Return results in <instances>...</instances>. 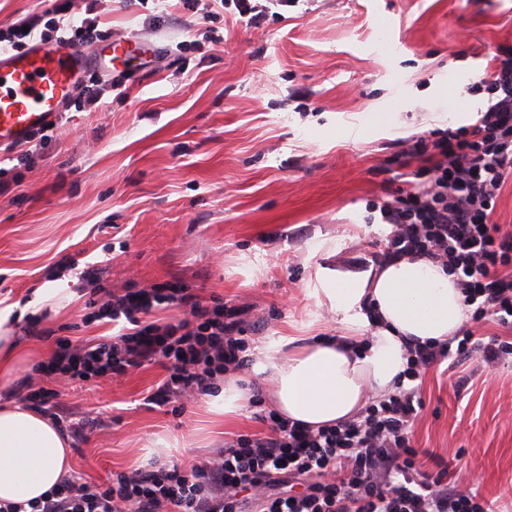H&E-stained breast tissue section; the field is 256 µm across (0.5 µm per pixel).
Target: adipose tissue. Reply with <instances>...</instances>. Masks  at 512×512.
<instances>
[{"mask_svg": "<svg viewBox=\"0 0 512 512\" xmlns=\"http://www.w3.org/2000/svg\"><path fill=\"white\" fill-rule=\"evenodd\" d=\"M313 295L336 317L338 336H283L258 349L283 417L317 428L356 415L368 396L393 388L414 340L451 338L467 307L441 265L402 259L368 271L316 272ZM69 442L37 411L0 403V504L40 498L71 470Z\"/></svg>", "mask_w": 512, "mask_h": 512, "instance_id": "adipose-tissue-1", "label": "adipose tissue"}]
</instances>
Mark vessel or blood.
Here are the masks:
<instances>
[{"instance_id":"vessel-or-blood-1","label":"vessel or blood","mask_w":512,"mask_h":512,"mask_svg":"<svg viewBox=\"0 0 512 512\" xmlns=\"http://www.w3.org/2000/svg\"><path fill=\"white\" fill-rule=\"evenodd\" d=\"M140 48L138 36L131 35L112 43L108 57L125 65ZM89 63L88 56L64 43L38 41L20 53L0 51V151L57 122Z\"/></svg>"}]
</instances>
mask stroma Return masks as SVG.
<instances>
[{
	"label": "stroma",
	"mask_w": 512,
	"mask_h": 512,
	"mask_svg": "<svg viewBox=\"0 0 512 512\" xmlns=\"http://www.w3.org/2000/svg\"><path fill=\"white\" fill-rule=\"evenodd\" d=\"M89 53L132 33L159 44L105 112L71 111L32 165L0 153V308L18 327L56 277L72 300L21 336L17 377L55 340L107 341L86 320L106 290L180 281L204 302L252 305V347L278 336H332L312 295L318 266L364 271L390 232L370 202L396 192L386 166L406 137L475 121L485 95L467 86L488 52L512 46V0H299L246 23L233 0H100ZM219 43L205 37L208 28ZM163 375L58 383L74 418L100 419L73 442L72 469L105 482L151 458L185 464L264 425L250 409L215 419L206 397L182 412L144 399ZM418 447L444 457L448 486L512 504V363L480 356L429 370Z\"/></svg>",
	"instance_id": "stroma-1"
}]
</instances>
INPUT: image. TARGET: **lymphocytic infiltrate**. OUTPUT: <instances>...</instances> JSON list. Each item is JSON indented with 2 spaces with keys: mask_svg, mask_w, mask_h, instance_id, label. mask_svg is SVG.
Instances as JSON below:
<instances>
[{
  "mask_svg": "<svg viewBox=\"0 0 512 512\" xmlns=\"http://www.w3.org/2000/svg\"><path fill=\"white\" fill-rule=\"evenodd\" d=\"M52 11V33L42 31V14L31 13L0 29V49L93 36L94 20L75 19L66 0ZM490 60L491 72L469 86L488 94L475 123L431 141L411 137L406 155L418 165L408 190L380 206L392 230L372 258L380 265L404 257L441 264L455 277L473 323H493L498 333L484 338L469 327L444 342L408 345L404 383L371 399L354 419L313 430L261 409L256 397L250 405L264 431L225 440L216 457L188 465L156 459L106 486L74 473L42 499L0 505V512H492L479 492L450 490L447 461L426 456L413 439L425 409L418 382L429 367L476 353L489 368L512 359V342L501 337L512 331V231L492 220L512 174V50L497 48ZM171 308L189 315L152 320ZM249 313V306L218 299L202 304L179 282L112 291L97 316L127 323L129 331L96 344L56 339L50 358L18 388L30 408L60 421L67 413L45 381L119 377L157 365L164 377L147 404L211 395L249 362Z\"/></svg>",
  "mask_w": 512,
  "mask_h": 512,
  "instance_id": "obj_1",
  "label": "lymphocytic infiltrate"
}]
</instances>
